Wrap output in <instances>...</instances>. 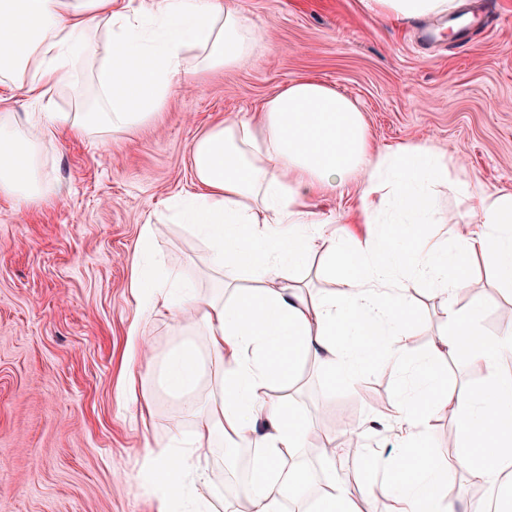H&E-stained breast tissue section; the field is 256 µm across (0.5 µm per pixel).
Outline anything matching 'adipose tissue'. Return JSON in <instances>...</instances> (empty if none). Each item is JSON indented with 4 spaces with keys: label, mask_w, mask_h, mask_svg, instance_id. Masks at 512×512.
Instances as JSON below:
<instances>
[{
    "label": "adipose tissue",
    "mask_w": 512,
    "mask_h": 512,
    "mask_svg": "<svg viewBox=\"0 0 512 512\" xmlns=\"http://www.w3.org/2000/svg\"><path fill=\"white\" fill-rule=\"evenodd\" d=\"M113 0H0V195L25 203L63 199L66 188L42 173V147L59 130L98 140L132 132L161 112L175 80L187 77L193 54L212 70L242 65L254 32L236 0H153L146 14L113 11ZM375 15L397 21L443 16L458 0H362ZM92 77V106L45 112L38 105L52 88ZM25 90L35 108L17 115L10 89ZM197 190L171 204V218L192 226L208 249L216 275L233 268L254 287L227 282L221 298L185 286L177 274L150 268L148 251L159 235L141 226V247L129 259V286L148 298L155 313L198 325L205 349L182 344L160 363L161 381L194 416L195 430L181 446V430L155 451L149 483L157 512H211L208 448L250 442L256 450L244 496L249 512H283L303 488L280 464L310 441V420L292 404L269 401L266 389L292 381L302 361L320 360L328 375L355 387L379 361L404 369L408 389L387 408L404 435L390 456L370 454L364 493L380 492L387 512H455L454 476L496 491L490 512H512V374L500 370L512 350V330L484 333L479 296L458 301L469 286L472 257L485 260L498 282L512 288V191L464 185L472 200L457 224L453 251L423 237L432 216V187L447 183L449 160L427 142L375 148L358 103L336 88L302 77L270 96L260 122L227 119L203 131L191 149ZM354 187L357 221L382 224L381 234L337 232L332 220L314 233L304 224L308 196ZM330 258L337 291L302 289L296 273L317 252ZM409 269L429 279L443 303V348L466 351L484 371L483 386L456 394L461 442L449 461L429 452L427 419L449 396L447 376L435 355H413L408 344ZM213 364L210 405L197 410L192 395ZM498 420L485 441L478 428Z\"/></svg>",
    "instance_id": "1"
}]
</instances>
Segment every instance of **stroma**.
I'll use <instances>...</instances> for the list:
<instances>
[{"label": "stroma", "mask_w": 512, "mask_h": 512, "mask_svg": "<svg viewBox=\"0 0 512 512\" xmlns=\"http://www.w3.org/2000/svg\"><path fill=\"white\" fill-rule=\"evenodd\" d=\"M498 21L459 51L451 39L428 50L411 40L407 22L380 19L361 0H237L259 38L240 67L175 83L157 119L107 141L59 131L43 151L45 176L70 187L63 200L24 207L0 197V512H156L149 492V452L163 446L172 424L194 430L181 400L157 381L158 359L191 341L169 317L152 313L128 286V257L139 245L147 213L163 220L154 249L165 265L200 289L210 280L206 249L186 226L166 220V207L194 190L191 147L212 124L256 119L264 101L309 75L354 98L376 147L427 140L456 163L436 186L442 221L426 227L431 242L454 245L448 213L464 211L457 184L471 180L512 190V0H494ZM470 285L481 290V325H504L505 296L482 258L471 259ZM411 290L414 354L430 352L445 328L429 282L405 275ZM148 357L132 360L131 331ZM154 416L120 394L128 361ZM398 368L365 371L358 385L332 384L319 361L299 369L287 395L319 435L358 429L357 453L336 461V473L364 512L362 462L371 450L396 445L397 423L374 408L395 400ZM455 402L428 420L432 454L454 457L448 436Z\"/></svg>", "instance_id": "1"}]
</instances>
